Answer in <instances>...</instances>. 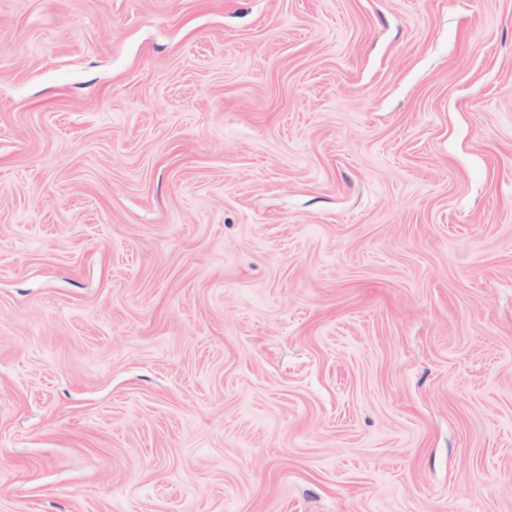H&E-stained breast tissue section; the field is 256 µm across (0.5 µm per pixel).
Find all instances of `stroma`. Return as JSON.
I'll use <instances>...</instances> for the list:
<instances>
[{"instance_id": "obj_1", "label": "stroma", "mask_w": 512, "mask_h": 512, "mask_svg": "<svg viewBox=\"0 0 512 512\" xmlns=\"http://www.w3.org/2000/svg\"><path fill=\"white\" fill-rule=\"evenodd\" d=\"M0 512H512V0H0Z\"/></svg>"}]
</instances>
